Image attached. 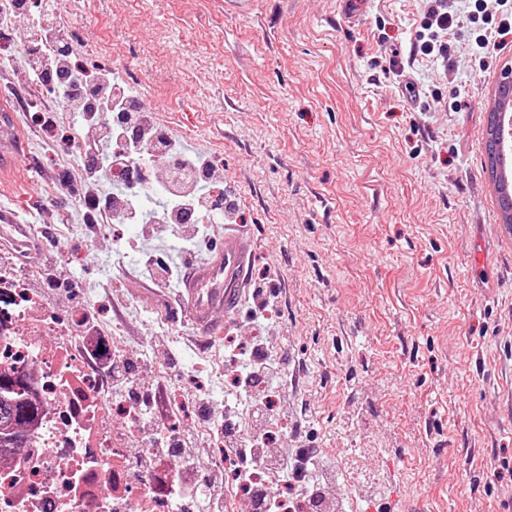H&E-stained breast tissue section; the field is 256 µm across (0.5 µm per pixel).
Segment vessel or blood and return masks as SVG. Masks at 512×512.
I'll use <instances>...</instances> for the list:
<instances>
[{"label":"vessel or blood","instance_id":"1","mask_svg":"<svg viewBox=\"0 0 512 512\" xmlns=\"http://www.w3.org/2000/svg\"><path fill=\"white\" fill-rule=\"evenodd\" d=\"M253 255L252 238L229 231L216 250L188 269L179 295L202 335H218L220 325L213 317L216 310L229 314L240 308Z\"/></svg>","mask_w":512,"mask_h":512}]
</instances>
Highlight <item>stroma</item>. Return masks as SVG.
<instances>
[{"mask_svg": "<svg viewBox=\"0 0 512 512\" xmlns=\"http://www.w3.org/2000/svg\"><path fill=\"white\" fill-rule=\"evenodd\" d=\"M59 0L70 52L114 69L161 128L209 157L256 248L249 288L277 286L271 350H288L276 447L323 449L314 472L339 512H512V230L484 167L488 112L512 33L441 62L412 49L424 0ZM0 93L25 144L0 183V264L52 311L89 303L144 380L224 401L251 334L244 310L207 347L185 311L129 278L137 224L78 234V152L47 148L78 121L0 48ZM423 87L408 98L388 61ZM71 287H51L50 278ZM169 345L155 346L158 335Z\"/></svg>", "mask_w": 512, "mask_h": 512, "instance_id": "obj_1", "label": "stroma"}]
</instances>
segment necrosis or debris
Here are the masks:
<instances>
[{
    "instance_id": "1",
    "label": "necrosis or debris",
    "mask_w": 512,
    "mask_h": 512,
    "mask_svg": "<svg viewBox=\"0 0 512 512\" xmlns=\"http://www.w3.org/2000/svg\"><path fill=\"white\" fill-rule=\"evenodd\" d=\"M87 324L83 308L51 318L0 269V374L35 408L23 447L0 460V512H171L165 468L136 477L119 465L133 419L89 363Z\"/></svg>"
}]
</instances>
